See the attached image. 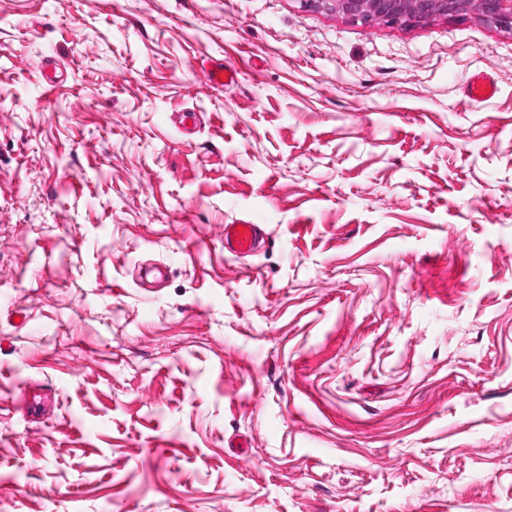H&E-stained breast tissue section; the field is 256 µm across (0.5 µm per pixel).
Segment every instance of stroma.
I'll return each instance as SVG.
<instances>
[{
    "label": "stroma",
    "instance_id": "obj_1",
    "mask_svg": "<svg viewBox=\"0 0 512 512\" xmlns=\"http://www.w3.org/2000/svg\"><path fill=\"white\" fill-rule=\"evenodd\" d=\"M248 222L266 247L226 254ZM489 504L512 512V28L0 0V512ZM468 96L475 102H483L493 97L495 85L486 75H475L470 78L466 87Z\"/></svg>",
    "mask_w": 512,
    "mask_h": 512
}]
</instances>
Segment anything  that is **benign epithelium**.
I'll use <instances>...</instances> for the list:
<instances>
[{"label": "benign epithelium", "instance_id": "benign-epithelium-1", "mask_svg": "<svg viewBox=\"0 0 512 512\" xmlns=\"http://www.w3.org/2000/svg\"><path fill=\"white\" fill-rule=\"evenodd\" d=\"M465 3L466 0H301L308 8L343 14L368 26L408 25L437 15L473 11L484 21L512 27V0H474L473 10Z\"/></svg>", "mask_w": 512, "mask_h": 512}]
</instances>
